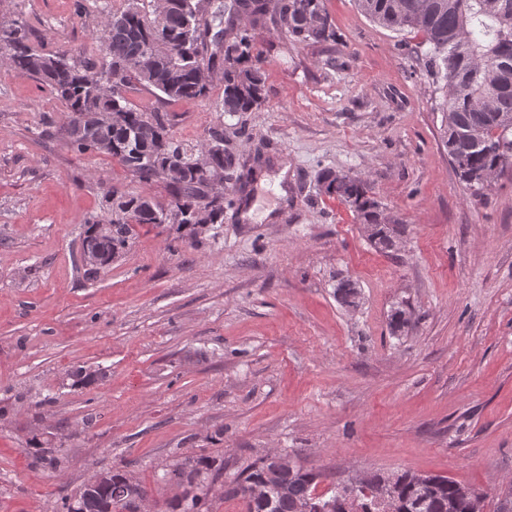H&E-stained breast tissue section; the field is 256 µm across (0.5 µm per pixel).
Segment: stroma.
Masks as SVG:
<instances>
[{"instance_id":"35a3bbf8","label":"stroma","mask_w":512,"mask_h":512,"mask_svg":"<svg viewBox=\"0 0 512 512\" xmlns=\"http://www.w3.org/2000/svg\"><path fill=\"white\" fill-rule=\"evenodd\" d=\"M125 0H0L42 52L102 59L103 9ZM336 38L295 43L255 29L268 96L219 114L224 96L137 107L169 113L196 145L224 125V147L261 155L255 186L276 221L225 209L194 245L149 224L97 279L79 255L86 217L111 188L167 204L111 157L77 154L36 133L63 105L0 64V512H53L94 471L121 468L158 501L164 469L209 456L233 479L271 449L319 473L318 492L366 473L411 470L485 495L496 512L512 488V167L482 198L460 184L441 144L432 80L403 36L355 0H324ZM288 164V195L274 163ZM365 176L402 226L392 250L367 239L328 195L321 169ZM356 282L357 307L336 300ZM411 313L392 334L394 308ZM95 382L73 386L76 369ZM63 458L44 470L31 437Z\"/></svg>"}]
</instances>
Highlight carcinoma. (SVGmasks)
<instances>
[{
    "mask_svg": "<svg viewBox=\"0 0 512 512\" xmlns=\"http://www.w3.org/2000/svg\"><path fill=\"white\" fill-rule=\"evenodd\" d=\"M120 14H105L99 40L106 59L79 60L67 50L45 54L30 41L20 18L0 25V54L8 55L10 68L20 76L37 78L49 86L64 106L62 124L46 115L50 128L62 135L78 154L97 153L115 159L140 183L162 182L168 191L166 205H142L143 195L108 192L109 215L84 220L82 242L91 238L94 225L111 224L107 239L95 243L101 262L84 268L96 278L112 261L132 246L136 226L169 225L198 242L197 225L224 223V205H233L234 193H242L247 175H234L240 162L231 153L216 155L211 172L221 170L234 181L231 192L217 195L211 176L195 169L193 158L204 148L224 146V124L208 130L207 138L190 146L170 134L168 113L143 111L125 97L126 89L140 85L163 101L178 102L207 96L213 75L221 74L224 97L220 112H250L265 100L261 54L255 51L252 31L267 21L279 25L287 37L299 43H324L336 38L323 0H232L210 9V0H168L164 17L156 19L152 0H126ZM357 8L370 20L396 33L423 37L416 48L428 46L423 63L441 92L443 141L459 181L472 197L486 195L479 182L512 165V0H356ZM168 42V51L159 42ZM105 80L112 94H94V84ZM180 164L183 174L172 182L167 167ZM326 192L349 205L363 224L368 240L376 247L391 246L389 225L399 223L380 210L369 182L360 174L340 177L324 171ZM356 284L340 279L336 299L343 305L356 303ZM40 450L44 466L55 469L60 458L38 437L30 440ZM214 460L199 457L190 465L177 464L171 474L182 481L204 482L219 475ZM129 472H105L102 484L81 496L78 508L64 498V512H126L130 492ZM320 474L299 469L286 473L273 484L270 498L260 500L248 512H300L317 493ZM458 482L446 477L434 489L419 495L412 483L397 489L398 512H469L468 503L456 497Z\"/></svg>",
    "mask_w": 512,
    "mask_h": 512,
    "instance_id": "obj_1",
    "label": "carcinoma"
}]
</instances>
